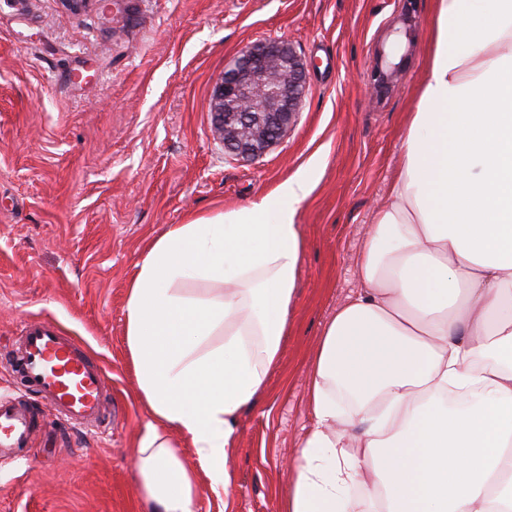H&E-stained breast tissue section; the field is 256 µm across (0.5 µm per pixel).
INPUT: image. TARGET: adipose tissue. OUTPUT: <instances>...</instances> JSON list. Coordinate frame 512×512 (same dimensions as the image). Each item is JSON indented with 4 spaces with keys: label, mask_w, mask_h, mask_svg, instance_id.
Segmentation results:
<instances>
[{
    "label": "adipose tissue",
    "mask_w": 512,
    "mask_h": 512,
    "mask_svg": "<svg viewBox=\"0 0 512 512\" xmlns=\"http://www.w3.org/2000/svg\"><path fill=\"white\" fill-rule=\"evenodd\" d=\"M401 151L357 253L362 288L310 368L284 512H512V0H434ZM312 189L298 169L246 206L168 225L137 263L125 328L153 417L137 442L150 512H192L203 476L227 488L238 415L287 333Z\"/></svg>",
    "instance_id": "obj_1"
}]
</instances>
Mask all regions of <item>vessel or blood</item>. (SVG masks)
Here are the masks:
<instances>
[{"label":"vessel or blood","instance_id":"b4317fda","mask_svg":"<svg viewBox=\"0 0 512 512\" xmlns=\"http://www.w3.org/2000/svg\"><path fill=\"white\" fill-rule=\"evenodd\" d=\"M5 358L20 383L62 419L94 430L109 412L108 376L97 359L56 325L32 321ZM37 431L31 406L0 398V448L28 447Z\"/></svg>","mask_w":512,"mask_h":512}]
</instances>
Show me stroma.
I'll use <instances>...</instances> for the list:
<instances>
[{"label": "stroma", "instance_id": "35a3bbf8", "mask_svg": "<svg viewBox=\"0 0 512 512\" xmlns=\"http://www.w3.org/2000/svg\"><path fill=\"white\" fill-rule=\"evenodd\" d=\"M401 0H0V347L29 321L61 326L106 368L112 425L38 404L34 444L0 454V512H148L137 438L152 415L125 342L127 287L168 225L249 204L317 159L298 213L304 252L281 356L238 419L230 485L193 512H283L290 461L313 423L309 366L322 329L360 288L355 259L398 176L429 49L416 0L405 71L370 100L376 50ZM291 43L310 65L294 126L263 158L227 157L210 92L249 43Z\"/></svg>", "mask_w": 512, "mask_h": 512}]
</instances>
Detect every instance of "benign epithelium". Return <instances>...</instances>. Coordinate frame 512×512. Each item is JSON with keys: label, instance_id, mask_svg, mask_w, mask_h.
Returning <instances> with one entry per match:
<instances>
[{"label": "benign epithelium", "instance_id": "benign-epithelium-1", "mask_svg": "<svg viewBox=\"0 0 512 512\" xmlns=\"http://www.w3.org/2000/svg\"><path fill=\"white\" fill-rule=\"evenodd\" d=\"M415 26L414 2L403 0L400 25L391 27L373 59L371 91L380 97L398 83L406 55L402 40L410 39ZM308 67L286 41L244 46L224 62L210 99L214 139L224 153L242 161L262 157L295 122L308 89Z\"/></svg>", "mask_w": 512, "mask_h": 512}]
</instances>
